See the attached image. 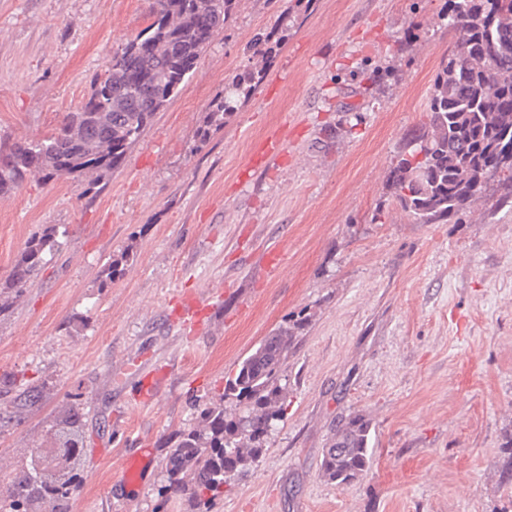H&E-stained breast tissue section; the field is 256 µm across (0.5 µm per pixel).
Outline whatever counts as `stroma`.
<instances>
[{
  "label": "stroma",
  "mask_w": 512,
  "mask_h": 512,
  "mask_svg": "<svg viewBox=\"0 0 512 512\" xmlns=\"http://www.w3.org/2000/svg\"><path fill=\"white\" fill-rule=\"evenodd\" d=\"M153 2L0 0V143L50 135ZM447 5L236 0L120 168L92 186L31 175L0 195V282L42 225L64 231L23 295H0V373L56 387L0 424V459L25 464L73 398L85 481L71 512H191L161 497L166 440L205 406H233L226 379L302 312L284 416L213 512H512L499 463L512 431V202L416 224L385 186L453 40ZM258 34L269 56L248 51ZM262 68L199 144L225 83ZM271 136L280 157L252 163ZM126 251L124 276L103 284ZM356 414L371 420L372 463L339 486L321 475L323 452ZM144 448L141 483L125 485Z\"/></svg>",
  "instance_id": "1"
}]
</instances>
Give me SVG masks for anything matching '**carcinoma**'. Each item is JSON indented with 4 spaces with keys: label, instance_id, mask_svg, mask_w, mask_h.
Returning a JSON list of instances; mask_svg holds the SVG:
<instances>
[{
    "label": "carcinoma",
    "instance_id": "1",
    "mask_svg": "<svg viewBox=\"0 0 512 512\" xmlns=\"http://www.w3.org/2000/svg\"><path fill=\"white\" fill-rule=\"evenodd\" d=\"M234 0H154L152 22L115 54L91 94L43 142L16 144L10 165L0 169V194L17 188L32 171L80 182L118 169L155 114L181 89L205 47L228 20ZM448 28L457 40L443 52L425 122L407 136L390 168L386 187L393 202L417 224H457L490 185L512 198V10L500 0H448ZM259 70L224 86L201 128L200 140L224 127L264 80ZM59 228L46 225L33 235L0 285L21 295L37 278L47 257L59 252ZM307 326L306 317L267 337L226 380L223 404L203 408L201 428L182 430L167 453L168 489L187 493L197 512H210L224 484L248 472L283 417L285 388L280 373L289 349ZM44 383L15 397L20 410L53 394ZM81 413L68 402L58 416L66 448H83ZM371 423L356 414L342 423L321 462L323 477L340 486L356 481L371 464ZM84 484L75 468L61 478L38 475L29 466L0 472V512H71Z\"/></svg>",
    "mask_w": 512,
    "mask_h": 512
}]
</instances>
